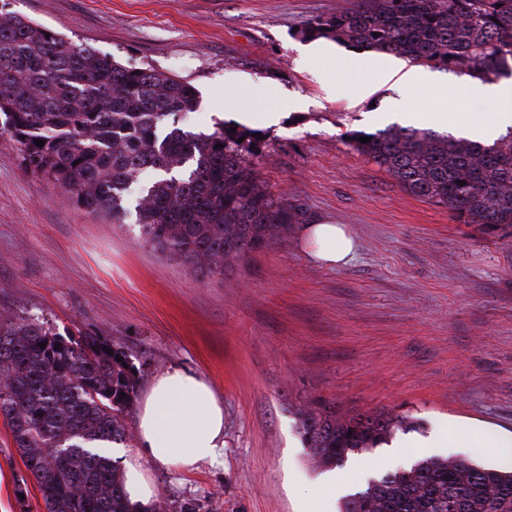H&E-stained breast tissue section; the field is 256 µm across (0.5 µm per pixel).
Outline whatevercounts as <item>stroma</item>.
<instances>
[{"instance_id": "35a3bbf8", "label": "stroma", "mask_w": 512, "mask_h": 512, "mask_svg": "<svg viewBox=\"0 0 512 512\" xmlns=\"http://www.w3.org/2000/svg\"><path fill=\"white\" fill-rule=\"evenodd\" d=\"M355 0H6L7 10L139 66L190 82L185 123L213 131L240 112L279 110L252 122L254 161L274 192L302 208L300 223L225 274L200 277L144 242L134 214L122 222L80 207L72 194L27 171L0 132V309L112 340L141 372L140 388L174 365L204 376L224 402V456L183 474L144 460L160 497L196 512H337L297 429L311 403L338 417L391 412L449 447L381 446L337 469L359 487L433 455L491 466L471 434H512V226L463 224L447 206L404 190L357 152L348 131L434 112L432 88L376 81L368 54L317 40L299 27ZM458 121L489 116L469 99L473 78L441 69ZM343 225L357 245L350 263L313 260L304 228ZM0 420V512H45Z\"/></svg>"}]
</instances>
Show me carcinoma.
Masks as SVG:
<instances>
[{"mask_svg": "<svg viewBox=\"0 0 512 512\" xmlns=\"http://www.w3.org/2000/svg\"><path fill=\"white\" fill-rule=\"evenodd\" d=\"M300 34L473 78L512 75V0H356ZM196 108L187 81L0 12V126L25 169L115 221L127 213L131 186L152 171L135 205L144 240L209 277L268 247L300 209L260 179L253 131L220 122L196 132L182 122ZM349 138L407 192L448 206L463 223L512 225V131L485 144L391 124ZM132 370L106 338L63 336L17 311L0 314V417L46 512H138L121 494L122 471L101 452L132 441L126 416L140 378ZM417 426L389 412L340 419L326 404L298 411L321 467H341ZM341 512H512V471L422 458L369 479L343 498Z\"/></svg>", "mask_w": 512, "mask_h": 512, "instance_id": "cac0c4a2", "label": "carcinoma"}]
</instances>
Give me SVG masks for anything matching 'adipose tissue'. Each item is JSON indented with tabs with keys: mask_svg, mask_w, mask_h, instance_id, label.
<instances>
[{
	"mask_svg": "<svg viewBox=\"0 0 512 512\" xmlns=\"http://www.w3.org/2000/svg\"><path fill=\"white\" fill-rule=\"evenodd\" d=\"M473 96L494 105L491 120L476 124L475 137L491 139L495 132L512 126V80L489 88H472ZM313 258L327 266L347 263L354 243L337 224H313L308 228ZM135 453L124 462L123 494L140 512L156 501V487L144 468V460L170 465L190 473L204 461L216 462L224 452V405L211 384L184 367L173 366L148 387L138 410Z\"/></svg>",
	"mask_w": 512,
	"mask_h": 512,
	"instance_id": "adipose-tissue-1",
	"label": "adipose tissue"
}]
</instances>
